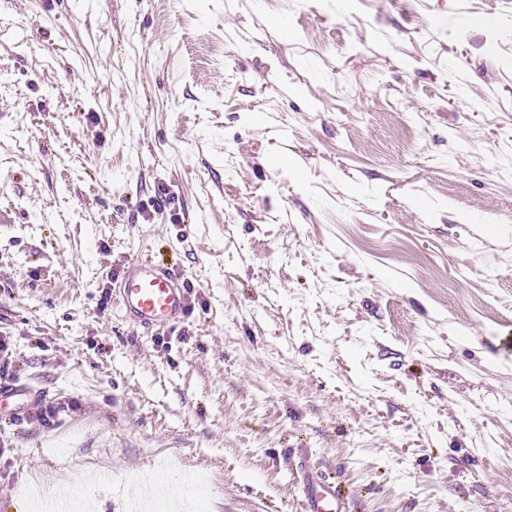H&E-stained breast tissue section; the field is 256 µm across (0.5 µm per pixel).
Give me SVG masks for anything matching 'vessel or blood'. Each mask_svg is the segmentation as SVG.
Segmentation results:
<instances>
[{
	"label": "vessel or blood",
	"instance_id": "vessel-or-blood-1",
	"mask_svg": "<svg viewBox=\"0 0 512 512\" xmlns=\"http://www.w3.org/2000/svg\"><path fill=\"white\" fill-rule=\"evenodd\" d=\"M188 284L169 268L146 258L130 261L120 280L112 284V296L128 325L153 332L175 329L190 314ZM38 391L14 382L0 383V410L12 418L26 415L37 403ZM303 512H346L335 486L314 471L302 483Z\"/></svg>",
	"mask_w": 512,
	"mask_h": 512
}]
</instances>
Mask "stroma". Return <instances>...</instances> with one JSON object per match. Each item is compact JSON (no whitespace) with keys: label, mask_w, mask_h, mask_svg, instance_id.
Here are the masks:
<instances>
[{"label":"stroma","mask_w":512,"mask_h":512,"mask_svg":"<svg viewBox=\"0 0 512 512\" xmlns=\"http://www.w3.org/2000/svg\"><path fill=\"white\" fill-rule=\"evenodd\" d=\"M0 336V512H512V0H0ZM187 288L186 280L169 268L136 258L112 282V296L128 325L146 332L171 331L190 315ZM7 372L0 370V381H7ZM39 393L26 385L16 382L0 383V410L13 419L26 415L38 402ZM7 410V411H6ZM303 512H346L345 501L336 487L314 471H308L302 483Z\"/></svg>","instance_id":"obj_1"}]
</instances>
